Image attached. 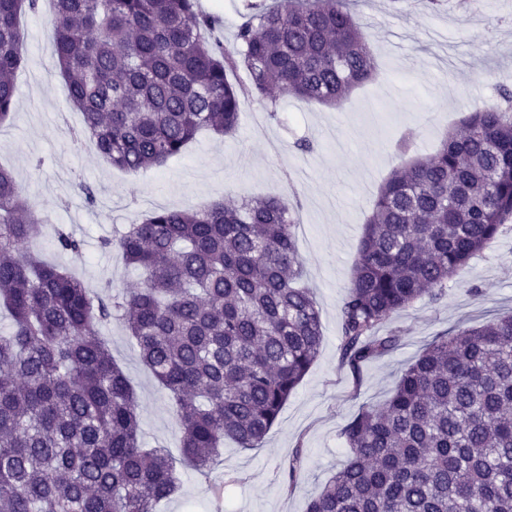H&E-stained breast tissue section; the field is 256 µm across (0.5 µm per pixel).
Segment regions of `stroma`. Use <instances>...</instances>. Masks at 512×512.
Returning <instances> with one entry per match:
<instances>
[{
  "label": "stroma",
  "instance_id": "stroma-1",
  "mask_svg": "<svg viewBox=\"0 0 512 512\" xmlns=\"http://www.w3.org/2000/svg\"><path fill=\"white\" fill-rule=\"evenodd\" d=\"M356 17L370 36L376 77L355 90L344 108L280 98L256 133L262 106L246 102L235 134L201 132L182 155L142 173L111 167L71 135L82 116L67 104L60 72L43 50L48 12L19 18L30 81H17L15 114L0 127V165L14 171L45 223L31 250L73 271L92 291L120 290L137 274L102 249L125 224L158 208L186 209L251 196L298 201L303 226L296 246L305 282L321 310L324 341L317 360L285 404L263 447L225 442L209 474L179 461L180 491L156 512H305L347 457L341 436L362 407L385 400L403 369L437 334L512 313V230L471 259L450 282L444 299H421L390 316L383 332L400 346L366 364L360 376L340 364L339 310L352 276L363 224L381 184L397 167L432 152L446 130L459 126L460 105L482 107L512 87V0H475L469 10L446 0H370ZM409 136L410 148L396 143ZM308 142L310 152L298 150ZM97 195L88 204L76 182ZM83 242L81 256L54 248V230ZM112 357L130 380L146 446L179 453L178 423L167 393L140 362L124 327L102 326ZM303 466L295 482L284 468L295 449Z\"/></svg>",
  "mask_w": 512,
  "mask_h": 512
}]
</instances>
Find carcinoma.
I'll list each match as a JSON object with an SVG mask.
<instances>
[{"label": "carcinoma", "mask_w": 512, "mask_h": 512, "mask_svg": "<svg viewBox=\"0 0 512 512\" xmlns=\"http://www.w3.org/2000/svg\"><path fill=\"white\" fill-rule=\"evenodd\" d=\"M63 93L109 165L139 173L201 130L229 135L245 101L341 106L375 72L350 0H245L235 44L195 0H53ZM0 0V125L15 107L23 11ZM243 71L249 83L228 80ZM429 155L394 171L364 224L340 308V356L358 373L395 350L394 313L437 302L512 227V91ZM39 219L0 167V512H155L179 481L143 445L136 394L100 327L121 320L169 394L180 455L208 471L224 440L259 448L320 354L294 206L263 197L152 211L103 247L140 272L92 293L29 251ZM59 251L83 244L58 228ZM348 455L306 512H512V314L436 337L391 395L342 428Z\"/></svg>", "instance_id": "carcinoma-1"}]
</instances>
